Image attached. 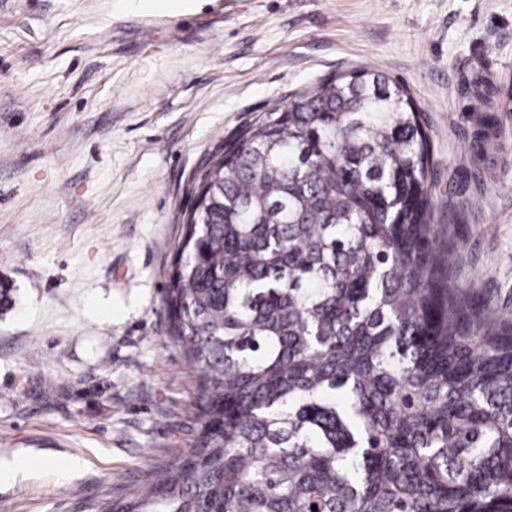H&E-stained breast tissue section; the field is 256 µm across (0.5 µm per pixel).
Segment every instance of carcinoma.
<instances>
[{
	"mask_svg": "<svg viewBox=\"0 0 512 512\" xmlns=\"http://www.w3.org/2000/svg\"><path fill=\"white\" fill-rule=\"evenodd\" d=\"M471 93L482 161L512 88ZM431 148L404 86L346 70L204 170L166 292L196 448L101 512H512V314L448 279Z\"/></svg>",
	"mask_w": 512,
	"mask_h": 512,
	"instance_id": "1",
	"label": "carcinoma"
}]
</instances>
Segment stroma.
I'll return each mask as SVG.
<instances>
[{
	"instance_id": "35a3bbf8",
	"label": "stroma",
	"mask_w": 512,
	"mask_h": 512,
	"mask_svg": "<svg viewBox=\"0 0 512 512\" xmlns=\"http://www.w3.org/2000/svg\"><path fill=\"white\" fill-rule=\"evenodd\" d=\"M352 68L410 91L451 277L512 313V136L475 160L470 95L512 83V0H0V512H99L191 452L164 297L192 187Z\"/></svg>"
}]
</instances>
